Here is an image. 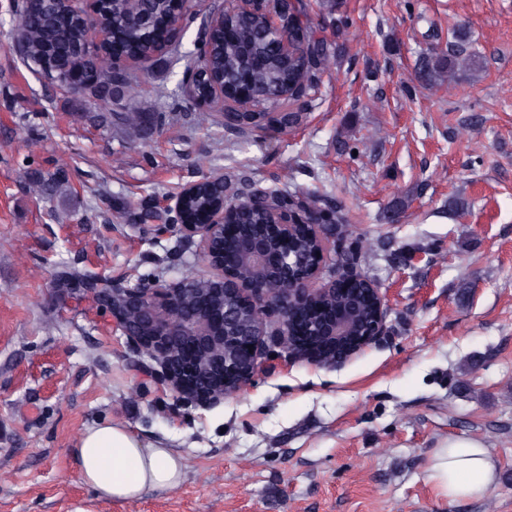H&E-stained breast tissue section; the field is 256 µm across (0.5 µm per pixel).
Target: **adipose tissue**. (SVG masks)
Wrapping results in <instances>:
<instances>
[{
    "label": "adipose tissue",
    "instance_id": "1",
    "mask_svg": "<svg viewBox=\"0 0 512 512\" xmlns=\"http://www.w3.org/2000/svg\"><path fill=\"white\" fill-rule=\"evenodd\" d=\"M79 476L100 496L121 502L176 489L184 477L181 457L162 444L138 438L127 426L87 428L78 443ZM496 462L478 440L455 438L439 449L430 470L449 501L480 496L495 481Z\"/></svg>",
    "mask_w": 512,
    "mask_h": 512
}]
</instances>
